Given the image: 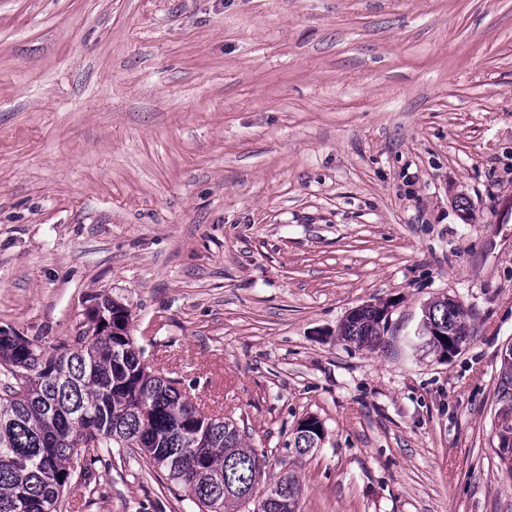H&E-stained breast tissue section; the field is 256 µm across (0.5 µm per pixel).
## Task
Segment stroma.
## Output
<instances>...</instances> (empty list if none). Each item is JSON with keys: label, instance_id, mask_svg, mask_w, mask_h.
I'll use <instances>...</instances> for the list:
<instances>
[{"label": "stroma", "instance_id": "35a3bbf8", "mask_svg": "<svg viewBox=\"0 0 512 512\" xmlns=\"http://www.w3.org/2000/svg\"><path fill=\"white\" fill-rule=\"evenodd\" d=\"M104 296L299 512H512V0H0V332L51 348ZM62 504L193 512L126 448ZM442 299L443 301L448 302V306L440 300H434L427 306L430 308L433 319L435 318L440 322H445V326H448V332H451L456 336H448V332L445 333L443 331V323L427 320L425 315H422L419 327L417 328L415 335L420 340L425 339V344H427L428 341H432L433 336H448V340L455 342L461 348L469 336L468 328L465 322L464 310L461 307L455 311L448 312V310L453 309L460 303L457 300L447 296ZM381 303L375 305L363 304L352 308L342 321V325L354 320L360 314L359 318L352 323L340 327V335L344 341L356 344L358 346H371L381 340V334L378 324V308ZM281 486H286L288 488L289 494L291 498L294 499L295 503H298L299 496L301 492L300 484L296 476L291 473H284L280 475L276 480L270 483L264 482L263 493L261 494V501L258 504V507H254L252 512H268V503L264 502V498L268 495L269 492H272L275 489H278Z\"/></svg>", "mask_w": 512, "mask_h": 512}]
</instances>
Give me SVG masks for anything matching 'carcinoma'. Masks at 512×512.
<instances>
[{
    "label": "carcinoma",
    "mask_w": 512,
    "mask_h": 512,
    "mask_svg": "<svg viewBox=\"0 0 512 512\" xmlns=\"http://www.w3.org/2000/svg\"><path fill=\"white\" fill-rule=\"evenodd\" d=\"M429 308L453 333L449 340L459 346L467 341L463 309L450 311L439 300ZM95 310L115 334L101 336L99 326L90 327L82 348L60 342L47 351L0 332V512H60V493L72 476L88 477L91 465L114 448H131L146 466L164 472L198 512H251L260 486L263 498L285 486L299 501L300 484L291 473L261 484L266 459L245 445L233 419L203 416L177 381L145 370L124 305L105 297ZM340 335L358 346L378 343L377 306L340 327ZM80 411L102 437L75 460L72 449L84 436L74 422ZM143 438L153 442L148 454L137 447ZM196 439L207 448L191 459L184 449Z\"/></svg>",
    "instance_id": "carcinoma-1"
}]
</instances>
